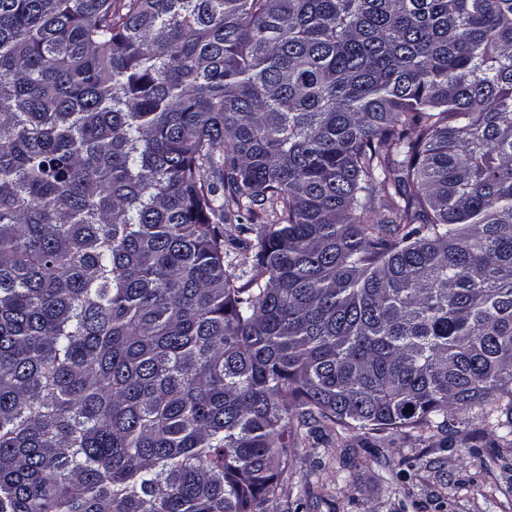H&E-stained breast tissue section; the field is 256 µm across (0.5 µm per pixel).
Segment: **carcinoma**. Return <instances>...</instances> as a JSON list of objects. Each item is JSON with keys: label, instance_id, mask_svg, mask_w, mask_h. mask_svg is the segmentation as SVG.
I'll return each instance as SVG.
<instances>
[{"label": "carcinoma", "instance_id": "1", "mask_svg": "<svg viewBox=\"0 0 512 512\" xmlns=\"http://www.w3.org/2000/svg\"><path fill=\"white\" fill-rule=\"evenodd\" d=\"M474 410L512 0H0V512H262L290 428Z\"/></svg>", "mask_w": 512, "mask_h": 512}]
</instances>
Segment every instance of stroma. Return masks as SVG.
Masks as SVG:
<instances>
[{"label":"stroma","instance_id":"35a3bbf8","mask_svg":"<svg viewBox=\"0 0 512 512\" xmlns=\"http://www.w3.org/2000/svg\"><path fill=\"white\" fill-rule=\"evenodd\" d=\"M288 459L265 512H512V445L476 421L445 451L417 431L350 430L299 435Z\"/></svg>","mask_w":512,"mask_h":512}]
</instances>
